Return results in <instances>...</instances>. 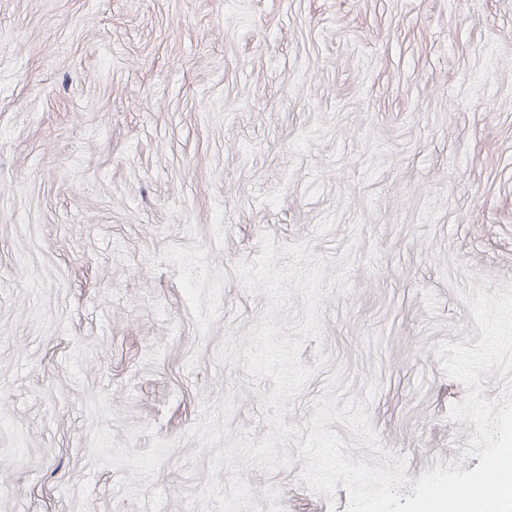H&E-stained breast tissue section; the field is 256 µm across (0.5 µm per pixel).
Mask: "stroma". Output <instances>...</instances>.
<instances>
[{
	"mask_svg": "<svg viewBox=\"0 0 512 512\" xmlns=\"http://www.w3.org/2000/svg\"><path fill=\"white\" fill-rule=\"evenodd\" d=\"M267 237L350 286L285 423L344 392L402 494L476 468L435 350L512 282V0H0V512H217L213 476L347 512L292 438L210 471L270 430L243 356L269 300L237 272Z\"/></svg>",
	"mask_w": 512,
	"mask_h": 512,
	"instance_id": "1",
	"label": "stroma"
}]
</instances>
